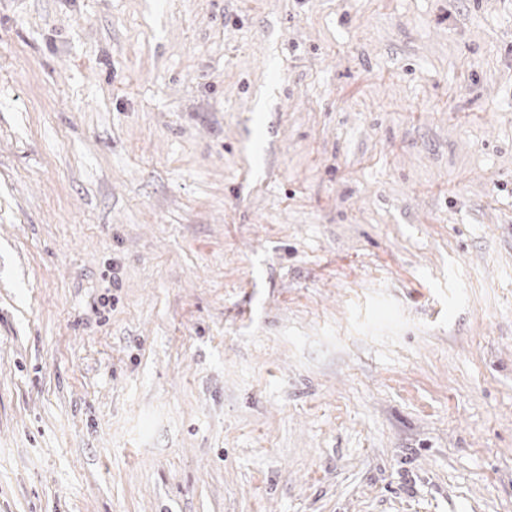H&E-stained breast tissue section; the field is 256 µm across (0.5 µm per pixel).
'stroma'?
Instances as JSON below:
<instances>
[{
  "instance_id": "stroma-1",
  "label": "stroma",
  "mask_w": 512,
  "mask_h": 512,
  "mask_svg": "<svg viewBox=\"0 0 512 512\" xmlns=\"http://www.w3.org/2000/svg\"><path fill=\"white\" fill-rule=\"evenodd\" d=\"M0 512H512V0H0Z\"/></svg>"
}]
</instances>
